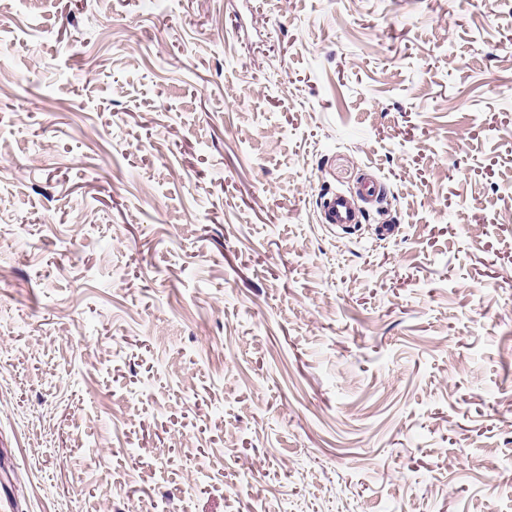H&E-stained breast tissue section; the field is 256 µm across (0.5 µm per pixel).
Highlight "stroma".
I'll use <instances>...</instances> for the list:
<instances>
[{"label":"stroma","mask_w":512,"mask_h":512,"mask_svg":"<svg viewBox=\"0 0 512 512\" xmlns=\"http://www.w3.org/2000/svg\"><path fill=\"white\" fill-rule=\"evenodd\" d=\"M0 512H512V0H0ZM320 211L323 224L348 226L359 222L358 213L354 209L348 195L341 191H337L327 197L323 201Z\"/></svg>","instance_id":"obj_1"}]
</instances>
